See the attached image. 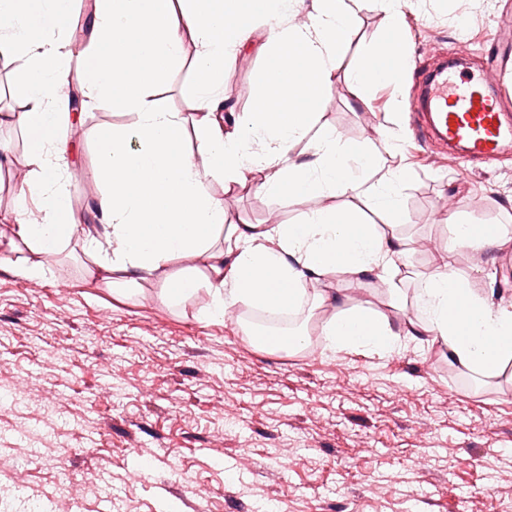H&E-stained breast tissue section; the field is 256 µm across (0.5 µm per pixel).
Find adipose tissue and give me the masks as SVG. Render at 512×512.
Returning <instances> with one entry per match:
<instances>
[{"label":"adipose tissue","instance_id":"1","mask_svg":"<svg viewBox=\"0 0 512 512\" xmlns=\"http://www.w3.org/2000/svg\"><path fill=\"white\" fill-rule=\"evenodd\" d=\"M309 23L282 26L279 0H94L89 32L81 44L68 37L33 33L28 17L45 15L67 27L72 0H0V55L16 62L24 76L32 146L27 157L32 177L21 186L16 222L0 232V249L25 245L18 264L22 276L37 280L47 262L73 235H80L93 263L87 277L122 295L136 288L142 270L167 268L162 300L170 303L204 288L212 296L207 314L223 317L244 303L264 310H290L303 300L304 285L341 273L357 281L377 277L392 282L404 242L384 224L403 217L400 177L382 178L371 189L383 224L367 223L355 209H321L304 224H243L226 246L215 244L226 216L223 200L205 188L209 176L242 182L264 175L261 187L274 195H345L355 188V170L369 166L365 156L350 158L334 136L317 131L318 114L329 101L337 40L353 28L356 15L341 0H315ZM385 15L384 40L366 51L350 79L355 87L400 78L408 57L399 28L400 0H371ZM268 27L267 47L274 56L268 74L285 112L259 111L224 129V99L212 82L199 85L195 118L198 152L180 146V121L156 108L147 83L179 62L193 43L199 69L212 73L239 51L257 24ZM80 55L84 105L120 106L137 112L141 151L129 152L117 129L100 135V162L94 176L104 190L98 200L101 223L79 224L69 207V188L59 172L68 143L59 134L70 98L69 63ZM263 128L261 151L248 150L254 128ZM308 142L307 161H288L287 150ZM204 164H197V157ZM457 246L512 248V236L495 226L455 222ZM333 309L324 326L330 352L360 351L386 356L400 348L401 335L424 336L444 347L450 359L475 372L491 374L512 361V301L476 294L452 268L422 283L427 321L395 332L391 320L365 306H349L344 288L317 294Z\"/></svg>","mask_w":512,"mask_h":512}]
</instances>
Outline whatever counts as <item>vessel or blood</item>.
<instances>
[{
	"label": "vessel or blood",
	"mask_w": 512,
	"mask_h": 512,
	"mask_svg": "<svg viewBox=\"0 0 512 512\" xmlns=\"http://www.w3.org/2000/svg\"><path fill=\"white\" fill-rule=\"evenodd\" d=\"M511 61L501 56L493 79L452 72L428 75L422 89L427 123L424 139L467 162L497 160L505 143L512 140V114L505 110L512 94L502 76Z\"/></svg>",
	"instance_id": "b4317fda"
}]
</instances>
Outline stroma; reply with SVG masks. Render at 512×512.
Listing matches in <instances>:
<instances>
[{
  "mask_svg": "<svg viewBox=\"0 0 512 512\" xmlns=\"http://www.w3.org/2000/svg\"><path fill=\"white\" fill-rule=\"evenodd\" d=\"M512 0H402L401 26L411 67L397 82L363 89L348 75L385 33L374 6L358 11L335 57L330 101L319 124L372 164L349 196H280L262 191L261 174L241 183L208 178L237 224H300L321 208L359 205L372 222L369 190L403 175L400 238L432 242L398 262L393 285L405 301L389 306V284L369 278L353 303L387 315L394 329L417 318L415 289L442 261L476 293L512 301V252L455 246L451 221L499 224L512 235V149L490 162L449 161L437 145L416 143L417 90L425 72L467 46L473 64L493 40L512 51L499 27ZM266 26L224 61L217 89L235 114L256 111L272 92L271 56L259 53ZM201 74L192 45L149 86L155 105L177 113L188 151ZM24 80L0 67V175L26 161L31 142L17 104ZM136 113L84 111L61 130L69 144L62 175L70 207L84 224L99 221L103 190L90 173L98 134L123 130L141 150ZM22 251L0 257V388L28 380L24 404L0 406V512H512V362L500 373L467 372L447 351L402 337L387 356L291 353L257 348L238 308L210 320L200 289L177 305L161 297L164 270L139 275L121 298L88 287L80 239L65 242L40 280L20 276ZM26 465L27 493L10 478ZM83 489L73 509L55 499L59 470Z\"/></svg>",
  "mask_w": 512,
  "mask_h": 512,
  "instance_id": "1",
  "label": "stroma"
}]
</instances>
